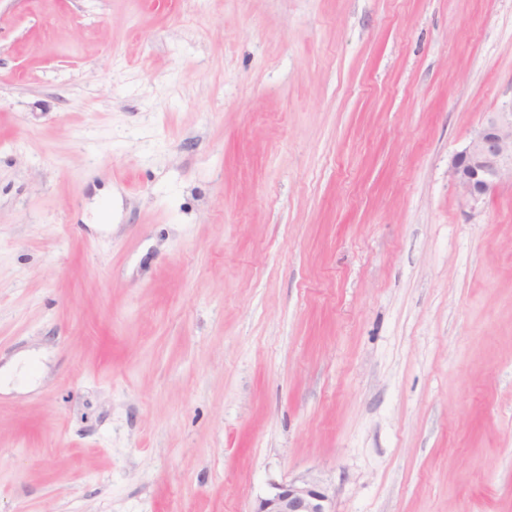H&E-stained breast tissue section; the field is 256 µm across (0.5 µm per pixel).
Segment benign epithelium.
I'll return each mask as SVG.
<instances>
[{
  "instance_id": "1",
  "label": "benign epithelium",
  "mask_w": 512,
  "mask_h": 512,
  "mask_svg": "<svg viewBox=\"0 0 512 512\" xmlns=\"http://www.w3.org/2000/svg\"><path fill=\"white\" fill-rule=\"evenodd\" d=\"M512 172V110L494 112L478 128L468 146L451 165L456 188L477 200ZM252 512H334L330 495L314 478L277 483L274 492L257 501Z\"/></svg>"
}]
</instances>
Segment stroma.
<instances>
[{"mask_svg":"<svg viewBox=\"0 0 512 512\" xmlns=\"http://www.w3.org/2000/svg\"><path fill=\"white\" fill-rule=\"evenodd\" d=\"M512 0H0V512H512ZM509 171L512 178V110L491 113L454 157L451 177L463 196L478 200ZM274 492L257 501L252 512H334L330 495L314 478L274 484Z\"/></svg>","mask_w":512,"mask_h":512,"instance_id":"1","label":"stroma"}]
</instances>
